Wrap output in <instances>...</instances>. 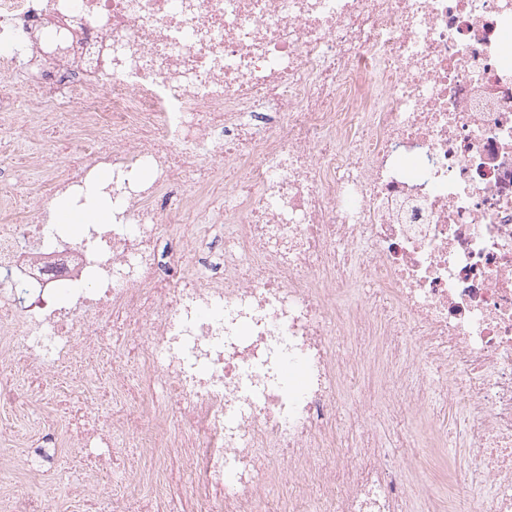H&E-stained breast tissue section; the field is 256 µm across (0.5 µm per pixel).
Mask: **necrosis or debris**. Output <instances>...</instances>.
<instances>
[{
	"mask_svg": "<svg viewBox=\"0 0 512 512\" xmlns=\"http://www.w3.org/2000/svg\"><path fill=\"white\" fill-rule=\"evenodd\" d=\"M60 12L67 57L31 60ZM510 35L512 0H0V407L44 419L0 444L46 461L44 484L78 462L71 512H130L157 453L186 512H273L280 480L318 485L323 512H400L423 467L448 476L426 512L489 488L512 512ZM97 191L111 223H49L55 197ZM419 356L451 385L407 380ZM353 363L425 428L458 408L473 467L429 437L390 470L340 416ZM16 475L1 456L0 512H48Z\"/></svg>",
	"mask_w": 512,
	"mask_h": 512,
	"instance_id": "1",
	"label": "necrosis or debris"
}]
</instances>
